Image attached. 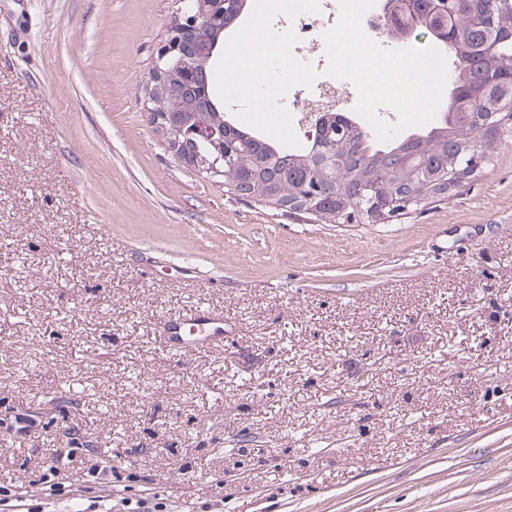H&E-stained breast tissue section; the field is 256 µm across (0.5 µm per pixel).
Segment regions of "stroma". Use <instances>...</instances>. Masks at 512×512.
<instances>
[{"instance_id":"obj_1","label":"stroma","mask_w":512,"mask_h":512,"mask_svg":"<svg viewBox=\"0 0 512 512\" xmlns=\"http://www.w3.org/2000/svg\"><path fill=\"white\" fill-rule=\"evenodd\" d=\"M182 6L0 0V486L38 512H512V139L389 224L233 196L149 120ZM208 307L223 347L161 343Z\"/></svg>"}]
</instances>
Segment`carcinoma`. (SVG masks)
Instances as JSON below:
<instances>
[{
	"mask_svg": "<svg viewBox=\"0 0 512 512\" xmlns=\"http://www.w3.org/2000/svg\"><path fill=\"white\" fill-rule=\"evenodd\" d=\"M245 0H224L213 21L189 34L194 48L190 65L171 58L174 72L164 92V104H177L194 120L215 131L210 140L166 137L178 158L187 155L217 162L227 191L237 190L270 207L289 205L317 180L322 191L312 200L314 217L326 224L360 218L369 224H389L384 198L401 201L412 212L448 199L469 183L476 172L466 168L473 154L482 167L493 161L506 133L512 135V0H383L382 11L392 19V36L427 38L446 47L455 73L444 119L427 130L411 131L379 145L368 131L344 113L320 114V132L300 148L290 149L260 132L230 119L211 92L216 57L230 17ZM336 152V171L324 165L325 154ZM456 165V182L439 173Z\"/></svg>",
	"mask_w": 512,
	"mask_h": 512,
	"instance_id": "1",
	"label": "carcinoma"
}]
</instances>
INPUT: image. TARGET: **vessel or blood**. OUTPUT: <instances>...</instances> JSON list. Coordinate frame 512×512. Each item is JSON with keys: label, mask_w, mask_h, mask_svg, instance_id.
I'll use <instances>...</instances> for the list:
<instances>
[{"label": "vessel or blood", "mask_w": 512, "mask_h": 512, "mask_svg": "<svg viewBox=\"0 0 512 512\" xmlns=\"http://www.w3.org/2000/svg\"><path fill=\"white\" fill-rule=\"evenodd\" d=\"M160 338L171 349L196 352L223 347L224 315L199 308L174 320H164Z\"/></svg>", "instance_id": "obj_1"}]
</instances>
